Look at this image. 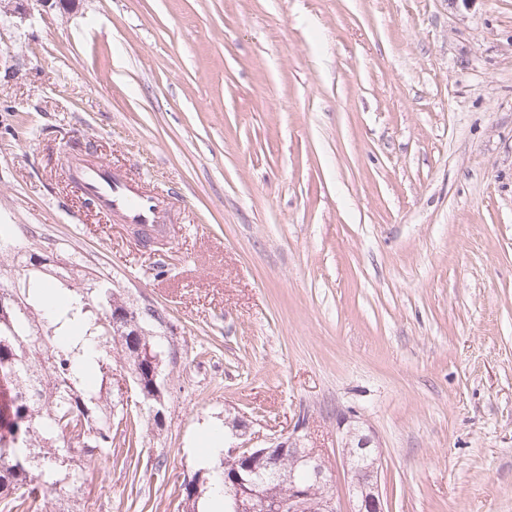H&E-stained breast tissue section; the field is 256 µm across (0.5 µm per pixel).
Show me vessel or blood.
I'll return each instance as SVG.
<instances>
[{
	"label": "vessel or blood",
	"instance_id": "obj_1",
	"mask_svg": "<svg viewBox=\"0 0 512 512\" xmlns=\"http://www.w3.org/2000/svg\"><path fill=\"white\" fill-rule=\"evenodd\" d=\"M60 169L69 183L116 223L142 227L154 235L168 234L170 202L145 181L134 179L125 170L83 154H64L60 159Z\"/></svg>",
	"mask_w": 512,
	"mask_h": 512
}]
</instances>
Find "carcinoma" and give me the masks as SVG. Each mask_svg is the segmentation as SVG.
Returning a JSON list of instances; mask_svg holds the SVG:
<instances>
[{
    "label": "carcinoma",
    "instance_id": "obj_1",
    "mask_svg": "<svg viewBox=\"0 0 512 512\" xmlns=\"http://www.w3.org/2000/svg\"><path fill=\"white\" fill-rule=\"evenodd\" d=\"M0 257L26 262L16 252L9 229L0 228ZM68 294L46 306L38 280L20 288L0 287V507L6 512H45L49 492L82 487L81 458L112 454L116 407L128 405L112 382V351L120 349L123 368L136 392L150 387L152 367L146 346L160 350L156 337L135 344L112 325L115 309L130 307L112 280L91 275L79 263L46 266ZM99 385L86 382L87 372ZM83 438L79 455L65 428ZM123 444L138 443L137 419L125 416ZM224 458L183 479V512H199L216 480L224 479Z\"/></svg>",
    "mask_w": 512,
    "mask_h": 512
}]
</instances>
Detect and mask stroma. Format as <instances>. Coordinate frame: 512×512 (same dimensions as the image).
Instances as JSON below:
<instances>
[{
	"label": "stroma",
	"instance_id": "obj_1",
	"mask_svg": "<svg viewBox=\"0 0 512 512\" xmlns=\"http://www.w3.org/2000/svg\"><path fill=\"white\" fill-rule=\"evenodd\" d=\"M174 202L162 248L57 170ZM103 273L176 355L165 423L86 459L76 512H182L203 434L338 422L388 512H512V0H23L0 13V225Z\"/></svg>",
	"mask_w": 512,
	"mask_h": 512
}]
</instances>
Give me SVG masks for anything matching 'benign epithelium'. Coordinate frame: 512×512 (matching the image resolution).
Listing matches in <instances>:
<instances>
[{
  "instance_id": "obj_1",
  "label": "benign epithelium",
  "mask_w": 512,
  "mask_h": 512,
  "mask_svg": "<svg viewBox=\"0 0 512 512\" xmlns=\"http://www.w3.org/2000/svg\"><path fill=\"white\" fill-rule=\"evenodd\" d=\"M112 322L131 331L134 336H142L145 329L138 316L127 309L118 310L112 315ZM155 366L153 392L150 400L157 403L154 417L163 421L164 393L167 382L158 377L163 364L162 352H152ZM308 422L294 425L286 436H247L248 425L236 417L231 421V434L224 436V455L236 460L240 469L232 477L224 479V490L231 498L227 512H340L333 497L322 494L313 496L317 487L327 486L326 464L319 449L309 445ZM240 442L234 443L232 439ZM341 447L343 462L352 477V490L356 492L354 512H385V503L378 489L379 453L372 447V438L354 421L342 422ZM287 456L294 466L307 471L306 484L296 482L294 472L283 474L279 459ZM359 464H353L354 459ZM269 471V480L285 493H271L264 485L255 482L253 475L258 473L257 465Z\"/></svg>"
}]
</instances>
